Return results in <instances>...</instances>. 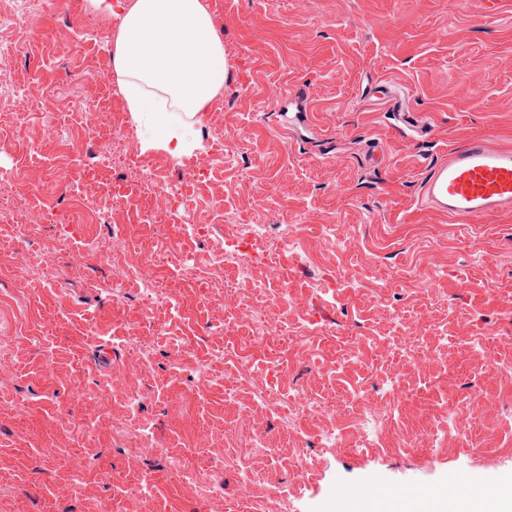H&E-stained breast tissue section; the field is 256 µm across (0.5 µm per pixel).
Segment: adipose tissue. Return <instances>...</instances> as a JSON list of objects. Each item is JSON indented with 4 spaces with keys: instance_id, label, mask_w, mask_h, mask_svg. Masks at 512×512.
<instances>
[{
    "instance_id": "1",
    "label": "adipose tissue",
    "mask_w": 512,
    "mask_h": 512,
    "mask_svg": "<svg viewBox=\"0 0 512 512\" xmlns=\"http://www.w3.org/2000/svg\"><path fill=\"white\" fill-rule=\"evenodd\" d=\"M119 13L112 66L133 117L149 115L145 145L178 157L196 146L198 112L224 88V44L205 0H91Z\"/></svg>"
}]
</instances>
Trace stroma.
Listing matches in <instances>:
<instances>
[{
    "label": "stroma",
    "instance_id": "obj_1",
    "mask_svg": "<svg viewBox=\"0 0 512 512\" xmlns=\"http://www.w3.org/2000/svg\"><path fill=\"white\" fill-rule=\"evenodd\" d=\"M224 43V89L195 118L200 143L238 135L234 154L205 172L187 170L160 150L126 109L117 80L77 86L73 72L110 69L117 16L81 10L32 13V49L12 56L7 111L26 128L0 135V170L31 187L0 224V254L22 251L43 274L21 277L0 261V512H124L122 492L151 478L143 512H334L342 493L363 501L390 493L447 489L472 497L512 483V378L486 370L479 349L457 336L467 325L512 364V213L463 229L419 202L428 166L461 139L484 135L512 144V0L494 18L471 0H216ZM403 88L379 98V84ZM51 118L68 151L47 142L30 149ZM123 124L134 153L104 165L112 127ZM183 182L193 221L185 237L170 215L137 224L112 196H137L142 163ZM63 165L69 189L54 188ZM43 210V222L28 215ZM269 232L291 225L287 279L257 268L247 279L213 263L234 243L237 225ZM332 224L335 238L321 236ZM118 232L123 266L159 275L170 304L152 309L128 281L112 300L109 253L80 242ZM345 247H337V240ZM195 259L182 279L174 257ZM333 291H325L328 276ZM262 308L283 335L305 330V348L259 349L248 377L223 354L249 345L245 307ZM424 323L438 364L403 370L391 345L402 324ZM128 344H119V337ZM212 361L200 376L196 361ZM407 389L380 447L320 448L323 429L352 425L364 396L386 378ZM302 389L326 398L329 412L295 421L256 398ZM141 395L129 415L128 394ZM473 419L468 440L439 448L402 447L448 405ZM263 438L272 450L257 456ZM305 449L309 473L293 458ZM172 455L205 472L208 497L176 480ZM258 477L246 481L244 467Z\"/></svg>",
    "mask_w": 512,
    "mask_h": 512
}]
</instances>
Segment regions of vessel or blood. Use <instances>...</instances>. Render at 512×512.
I'll use <instances>...</instances> for the list:
<instances>
[{
  "instance_id": "obj_1",
  "label": "vessel or blood",
  "mask_w": 512,
  "mask_h": 512,
  "mask_svg": "<svg viewBox=\"0 0 512 512\" xmlns=\"http://www.w3.org/2000/svg\"><path fill=\"white\" fill-rule=\"evenodd\" d=\"M420 201L453 224L511 211L512 146L485 136L464 139L446 159L432 165Z\"/></svg>"
}]
</instances>
